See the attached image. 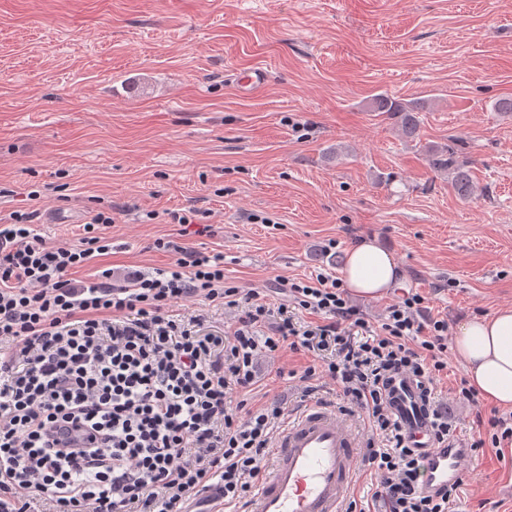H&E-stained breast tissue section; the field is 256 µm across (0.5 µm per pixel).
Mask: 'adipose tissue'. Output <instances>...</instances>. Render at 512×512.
<instances>
[{
	"label": "adipose tissue",
	"mask_w": 512,
	"mask_h": 512,
	"mask_svg": "<svg viewBox=\"0 0 512 512\" xmlns=\"http://www.w3.org/2000/svg\"><path fill=\"white\" fill-rule=\"evenodd\" d=\"M401 278L393 254L377 238L364 237L350 247L342 280L355 294L383 295ZM453 353L469 385L486 402L512 410V307L463 322L455 336Z\"/></svg>",
	"instance_id": "obj_1"
}]
</instances>
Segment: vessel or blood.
<instances>
[{
  "mask_svg": "<svg viewBox=\"0 0 512 512\" xmlns=\"http://www.w3.org/2000/svg\"><path fill=\"white\" fill-rule=\"evenodd\" d=\"M234 81L239 92L251 94L263 87L265 73L254 67L236 72ZM389 392L391 409L422 462L420 486L438 495L468 470V450L457 443L432 442L430 416L419 402L413 379L396 377ZM362 446L358 433L335 408L309 404L277 434L272 460L261 472L245 512H344Z\"/></svg>",
  "mask_w": 512,
  "mask_h": 512,
  "instance_id": "vessel-or-blood-1",
  "label": "vessel or blood"
}]
</instances>
